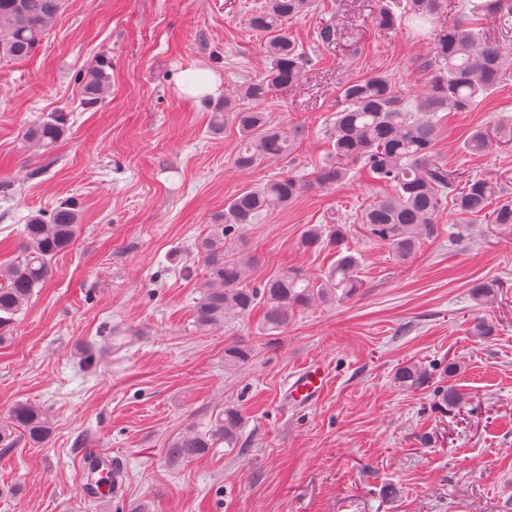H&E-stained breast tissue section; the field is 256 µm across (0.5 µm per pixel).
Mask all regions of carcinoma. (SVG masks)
Returning a JSON list of instances; mask_svg holds the SVG:
<instances>
[{
    "mask_svg": "<svg viewBox=\"0 0 512 512\" xmlns=\"http://www.w3.org/2000/svg\"><path fill=\"white\" fill-rule=\"evenodd\" d=\"M312 5L313 0H265L250 20L254 29L267 35L268 69L264 77L238 90V100L253 106L238 108L226 98L224 111L214 113L212 119L213 128L219 131L224 127V113H233L241 132L234 158L240 169L293 151L299 130L270 125L259 104L272 88L290 86L300 79L309 57L288 36L285 23L308 13ZM62 7L63 0H0V57L23 60L33 55ZM397 7L398 13L388 4L382 6L374 22L380 28L401 22L422 30L434 28L431 53L421 62V68L431 74L429 86L412 106L384 73L345 83L340 92L342 107L331 123L332 160L317 172L313 183L341 184L349 179L351 166L359 162L368 167L373 179L391 186L393 193L375 199L363 211L361 224L371 239L387 245L405 261L414 254L421 237L437 234L436 217L445 199L461 215L483 216L491 224L512 226V200L500 199L497 182L476 177L462 180L440 165L433 158L436 127L416 117L419 112H468L512 76V52L482 29L468 26L472 20L491 18L499 28L512 29V0H463L460 14L446 23L440 18L448 11V0H397ZM104 88L98 73H88L83 80L85 103H97ZM64 132L65 118L56 114L29 128L25 137L50 149ZM495 144H512V130L504 126L476 128L465 149L485 153ZM304 187L294 176L271 179L231 198L224 211L213 216L207 233L196 244L204 267L194 306L198 326H222L231 316L244 320L261 306V330L280 334L296 310L316 300L342 303L357 294L362 287L358 276L361 257L345 248L346 225L335 223L310 224L301 233L303 249L334 252L335 263L321 277L312 279L293 268L259 286L243 284L247 268L258 263V258L233 245L232 239L267 211L288 206ZM79 228V212L70 204L28 217L16 260L7 270H0V344L12 336L17 315L29 304L35 289L44 286L53 257L70 247ZM253 356V346L239 341L224 349V366H243ZM458 370L459 364L450 359L433 370L406 363L395 370L393 381L402 391L433 387L434 406L450 413L466 399L454 385L443 384ZM52 429L48 410L18 404L0 421V447L13 448L20 441L38 447L48 441ZM221 444L231 451L244 445L241 415L232 405L225 406L206 431L190 426L173 438L166 455L171 463L182 464Z\"/></svg>",
    "mask_w": 512,
    "mask_h": 512,
    "instance_id": "obj_1",
    "label": "carcinoma"
}]
</instances>
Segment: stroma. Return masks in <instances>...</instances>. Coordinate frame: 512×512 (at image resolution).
Returning a JSON list of instances; mask_svg holds the SVG:
<instances>
[{
  "instance_id": "1",
  "label": "stroma",
  "mask_w": 512,
  "mask_h": 512,
  "mask_svg": "<svg viewBox=\"0 0 512 512\" xmlns=\"http://www.w3.org/2000/svg\"><path fill=\"white\" fill-rule=\"evenodd\" d=\"M262 2L65 0L30 58L0 59V266L17 255L32 212L71 202L82 224L0 346V420L27 403L54 422L44 447L0 449V512H122L140 502L150 512H512V227L446 203L437 234L401 261L359 223L388 191L366 167L340 185L312 182L330 159L342 85L384 72L419 96L431 42L405 25L377 28L378 0H315L287 23L311 58L307 72L261 105L270 123L300 127L293 158L241 170L233 116L220 132L211 116L266 69V36L249 24ZM325 25L337 31L327 47L317 42ZM100 64L108 87L84 106L83 78ZM191 73L216 76L217 90L180 93ZM55 113L66 133L46 153L24 133ZM434 121L440 164L512 193V147L462 149L474 128L512 126V79L473 111ZM288 174L311 186L241 231L259 256L248 283L294 267L324 274L332 252L305 251L299 239L333 219L362 257L360 294L299 309L278 336L261 335L256 314L197 328V240L227 200ZM478 281L492 285L493 304L473 300ZM477 317L492 335L472 334ZM239 339L254 356L225 368L224 348ZM443 358L459 362L453 382L468 396L449 414L431 390L392 380L401 364ZM312 359L328 371L323 395L288 405V376ZM228 405L242 414L247 447L170 465L168 440ZM91 448L125 469L121 503L81 496ZM388 483L399 489L391 501L380 495Z\"/></svg>"
}]
</instances>
